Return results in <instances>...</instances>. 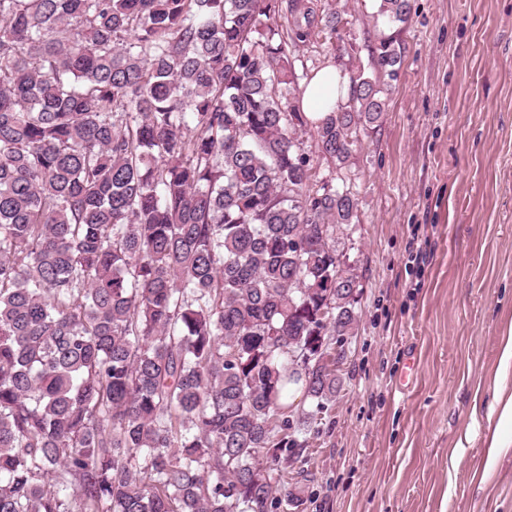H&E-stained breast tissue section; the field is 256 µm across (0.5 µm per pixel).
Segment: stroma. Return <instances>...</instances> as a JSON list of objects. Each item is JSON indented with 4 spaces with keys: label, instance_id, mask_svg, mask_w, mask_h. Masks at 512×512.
<instances>
[{
    "label": "stroma",
    "instance_id": "stroma-1",
    "mask_svg": "<svg viewBox=\"0 0 512 512\" xmlns=\"http://www.w3.org/2000/svg\"><path fill=\"white\" fill-rule=\"evenodd\" d=\"M341 3L296 59L367 71L392 35L401 67L346 167L359 296L341 387L302 456L281 459L301 499L277 512H512V447L485 445L512 323V0H410L393 26L375 0Z\"/></svg>",
    "mask_w": 512,
    "mask_h": 512
}]
</instances>
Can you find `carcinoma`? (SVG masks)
Returning a JSON list of instances; mask_svg holds the SVG:
<instances>
[{
    "label": "carcinoma",
    "instance_id": "obj_1",
    "mask_svg": "<svg viewBox=\"0 0 512 512\" xmlns=\"http://www.w3.org/2000/svg\"><path fill=\"white\" fill-rule=\"evenodd\" d=\"M409 0H377L405 23ZM300 0H0V512H269L336 397L342 169L401 52L310 119ZM297 386L309 409L292 415Z\"/></svg>",
    "mask_w": 512,
    "mask_h": 512
}]
</instances>
